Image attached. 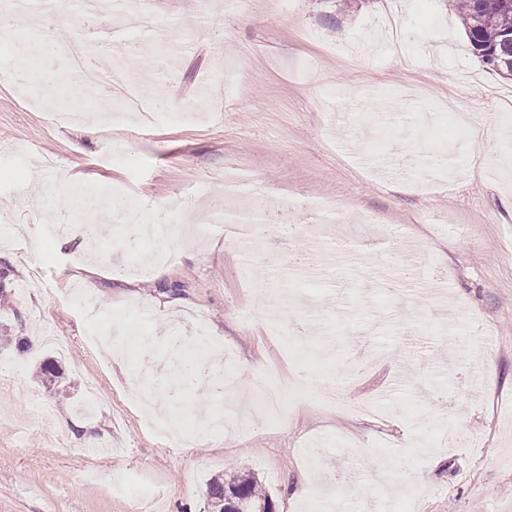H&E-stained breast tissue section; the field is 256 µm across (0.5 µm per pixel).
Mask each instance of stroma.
I'll use <instances>...</instances> for the list:
<instances>
[{
	"mask_svg": "<svg viewBox=\"0 0 512 512\" xmlns=\"http://www.w3.org/2000/svg\"><path fill=\"white\" fill-rule=\"evenodd\" d=\"M62 2L0 5L15 29L0 71L52 80L61 100L72 88L45 75L43 43L131 47L132 85L168 108L90 131L0 79V512H209V482L237 471L275 512H303L323 483L332 512H381L389 458L406 463L387 474L391 512H512V80L473 54L449 0H408L403 50L369 28L390 0H254L248 17L227 0H153L152 22L92 27ZM230 161L268 190L255 251L210 225L214 203L246 204L225 187ZM74 188L122 193L144 220L178 213L172 260L125 275L138 254L106 208L105 239L63 243ZM319 200L350 230L330 248L301 234L290 247L316 265L291 272L277 226L309 224ZM367 217L381 234L365 245ZM190 315L229 357L199 358L188 382L175 371L195 346ZM276 320L300 321L304 339L280 344ZM267 370L348 408L307 398L275 425L197 429L214 414L235 424L229 408L252 405ZM93 443L110 455H86ZM118 473L139 500L114 492Z\"/></svg>",
	"mask_w": 512,
	"mask_h": 512,
	"instance_id": "obj_1",
	"label": "stroma"
}]
</instances>
